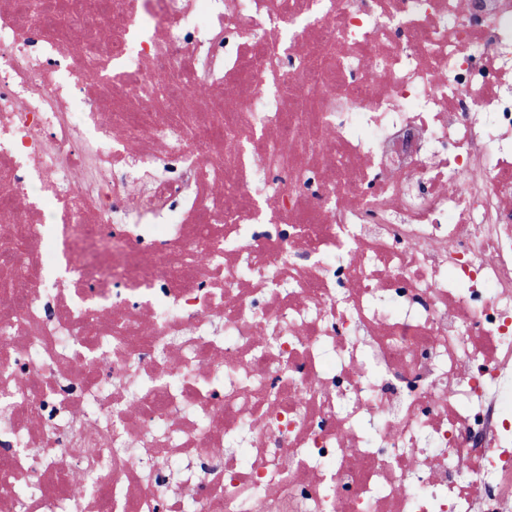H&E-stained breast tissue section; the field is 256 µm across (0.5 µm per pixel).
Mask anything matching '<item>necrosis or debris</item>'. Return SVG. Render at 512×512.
I'll list each match as a JSON object with an SVG mask.
<instances>
[{"label":"necrosis or debris","instance_id":"4bbe7bcc","mask_svg":"<svg viewBox=\"0 0 512 512\" xmlns=\"http://www.w3.org/2000/svg\"><path fill=\"white\" fill-rule=\"evenodd\" d=\"M28 2L0 512H512V0Z\"/></svg>","mask_w":512,"mask_h":512}]
</instances>
